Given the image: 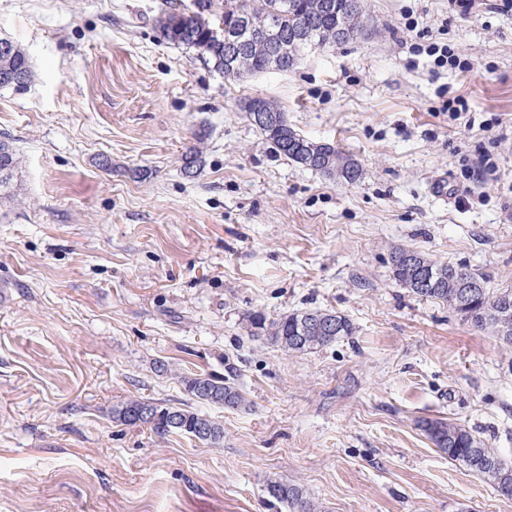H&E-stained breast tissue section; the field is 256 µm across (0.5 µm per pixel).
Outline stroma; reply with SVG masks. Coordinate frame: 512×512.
<instances>
[{
	"label": "stroma",
	"mask_w": 512,
	"mask_h": 512,
	"mask_svg": "<svg viewBox=\"0 0 512 512\" xmlns=\"http://www.w3.org/2000/svg\"><path fill=\"white\" fill-rule=\"evenodd\" d=\"M164 2L0 0V38L34 71L0 91L21 159L0 202V512H287L272 478L322 512H512L423 430L457 423L512 463V346L416 298L389 262L401 245L512 289V191L466 177L486 149L512 175V142L486 128L512 120V12L363 0L364 35L228 81L163 37ZM409 17L469 69L416 52ZM458 95L472 128L445 110ZM255 97L362 178L276 154L243 110ZM309 309L354 333L287 355L247 328ZM186 372L250 403L199 405L222 447L113 422L129 399L184 402ZM268 496L285 505L289 512H321L319 505L301 487L280 479L266 485Z\"/></svg>",
	"instance_id": "35a3bbf8"
}]
</instances>
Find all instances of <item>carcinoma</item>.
Segmentation results:
<instances>
[{
	"instance_id": "carcinoma-1",
	"label": "carcinoma",
	"mask_w": 512,
	"mask_h": 512,
	"mask_svg": "<svg viewBox=\"0 0 512 512\" xmlns=\"http://www.w3.org/2000/svg\"><path fill=\"white\" fill-rule=\"evenodd\" d=\"M321 0H192V6L167 7L156 19L163 36L170 42L195 50L215 72L226 80H239L245 76L259 74L268 64V55L263 47H255L240 58L237 70L224 71V42L213 36L215 20L222 18L227 23L238 20L246 12L256 20L269 19L279 37L289 43L288 53L279 60L280 70L292 71L308 50L305 43L294 39L293 34L301 25L312 28V38L325 44L334 43L336 28L347 27L352 38L362 35L364 13L351 9L352 0H335L336 9L330 16H321ZM13 54L0 56V72L8 69L24 77L30 83L33 73L24 49L12 44ZM280 125L258 126L271 144L272 149L299 165L301 159L285 147L286 135L296 137L306 145L309 154L323 155L331 163L319 169L329 177L348 183L355 182L362 174L360 164L344 156L333 145L310 140L298 134L288 123L287 115L280 111ZM19 166V158L12 143L0 140V200L13 197V181ZM412 256L416 266L432 272L434 285L426 292L412 287L413 269L405 265L406 256ZM392 272L395 279L421 299L439 300L448 309L481 329H489L493 335L507 345H512V289L492 292L477 297L465 296L467 282L478 280L487 283L486 277L475 273L467 265L435 262L423 254L403 246H394L390 251ZM334 319V330H324L318 325ZM250 326L283 352L312 353L335 343L343 336L353 334L354 326L345 316L333 310H306L285 314L267 320L259 314L249 316ZM185 392L195 401L228 408L246 405L240 390L230 381L211 374L185 373L181 376ZM112 419L123 426L144 427L154 436L165 439L173 434L187 435L207 446H219L224 441V425L204 414L184 407L171 406L153 399L137 398L123 402L112 409ZM210 428L209 437L196 434L197 426ZM428 438L448 458L462 462L471 471L489 480L505 498L512 499V464L502 459L494 449L482 444L470 431L460 425L444 420L425 423ZM268 496L285 505L288 512H321L319 505L301 487L280 479H272L266 485Z\"/></svg>"
}]
</instances>
